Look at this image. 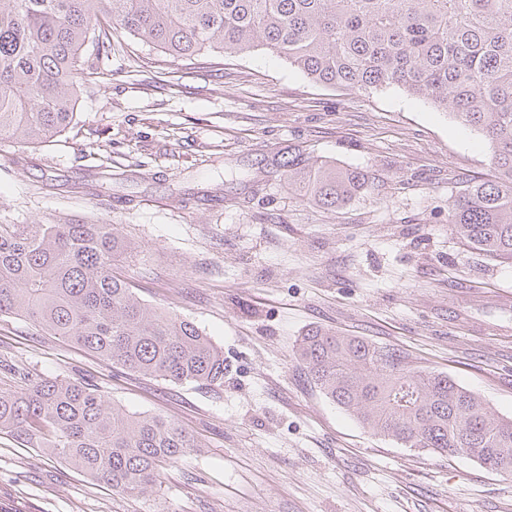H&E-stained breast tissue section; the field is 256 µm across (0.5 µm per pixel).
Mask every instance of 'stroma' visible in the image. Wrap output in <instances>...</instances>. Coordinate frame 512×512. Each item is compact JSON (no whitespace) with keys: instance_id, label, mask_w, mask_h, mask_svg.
I'll return each instance as SVG.
<instances>
[{"instance_id":"stroma-1","label":"stroma","mask_w":512,"mask_h":512,"mask_svg":"<svg viewBox=\"0 0 512 512\" xmlns=\"http://www.w3.org/2000/svg\"><path fill=\"white\" fill-rule=\"evenodd\" d=\"M297 151L371 184L343 210L313 206L285 177ZM492 174L479 132L403 90L318 84L262 51L175 59L113 31L112 77L74 125L0 144V223L117 225L122 276L222 348L224 384L132 373L1 317L0 387L86 378L203 446L142 495L0 437V512H512V474L371 434L293 354L333 328L512 417V264L448 224L454 196Z\"/></svg>"}]
</instances>
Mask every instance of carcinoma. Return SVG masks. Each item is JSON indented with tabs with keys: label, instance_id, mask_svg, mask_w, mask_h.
Here are the masks:
<instances>
[{
	"label": "carcinoma",
	"instance_id": "cac0c4a2",
	"mask_svg": "<svg viewBox=\"0 0 512 512\" xmlns=\"http://www.w3.org/2000/svg\"><path fill=\"white\" fill-rule=\"evenodd\" d=\"M114 28L173 57L263 50L316 83L397 87L460 119L486 140L496 175L456 196L448 223L467 246L512 262V0H0V142L40 145L68 129L81 91L112 76ZM287 168L290 181L303 173L295 157ZM303 174L307 201L336 211L369 182L322 159ZM128 248L114 224H0V316L134 373L224 385L221 348L117 274ZM295 354L372 433L512 474V418L447 375L321 327ZM1 433L122 493L154 488L162 464L202 447L176 421L123 412L78 379L0 390Z\"/></svg>",
	"mask_w": 512,
	"mask_h": 512
}]
</instances>
